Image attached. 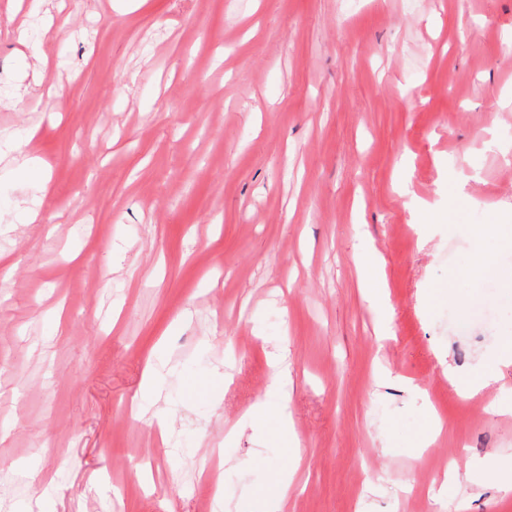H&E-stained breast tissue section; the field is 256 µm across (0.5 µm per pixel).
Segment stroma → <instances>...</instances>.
<instances>
[{
  "label": "stroma",
  "mask_w": 512,
  "mask_h": 512,
  "mask_svg": "<svg viewBox=\"0 0 512 512\" xmlns=\"http://www.w3.org/2000/svg\"><path fill=\"white\" fill-rule=\"evenodd\" d=\"M509 130L512 0H0V512H512ZM356 263L364 288L365 300L380 315L381 333L383 336H387L390 329L391 305L377 255L372 252H362L357 255ZM270 365L274 369L271 383L267 388L268 399L255 405L243 418V425H256L268 419L281 424L282 428L288 426V404L285 395L281 392L282 379L288 375V366L284 364L283 357L278 352L269 354Z\"/></svg>",
  "instance_id": "1"
}]
</instances>
